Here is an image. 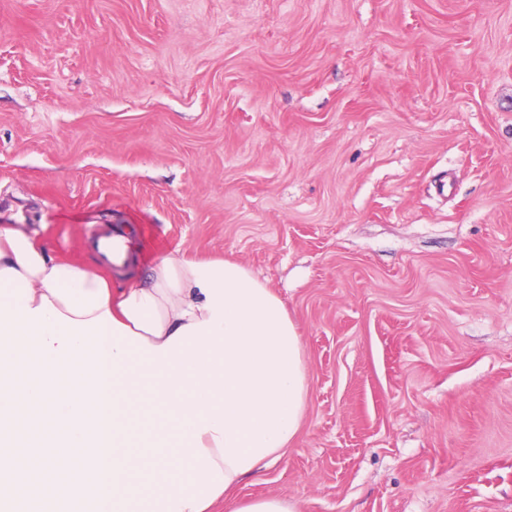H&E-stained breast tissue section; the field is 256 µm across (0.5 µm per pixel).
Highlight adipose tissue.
<instances>
[{"label":"adipose tissue","instance_id":"adipose-tissue-1","mask_svg":"<svg viewBox=\"0 0 512 512\" xmlns=\"http://www.w3.org/2000/svg\"><path fill=\"white\" fill-rule=\"evenodd\" d=\"M308 398L298 328L243 264L165 254L115 290L0 224V512H301L236 490Z\"/></svg>","mask_w":512,"mask_h":512}]
</instances>
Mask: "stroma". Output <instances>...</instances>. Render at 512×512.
<instances>
[{"label": "stroma", "mask_w": 512, "mask_h": 512, "mask_svg": "<svg viewBox=\"0 0 512 512\" xmlns=\"http://www.w3.org/2000/svg\"><path fill=\"white\" fill-rule=\"evenodd\" d=\"M0 224L279 295L309 400L241 496L512 512V0H0Z\"/></svg>", "instance_id": "35a3bbf8"}]
</instances>
